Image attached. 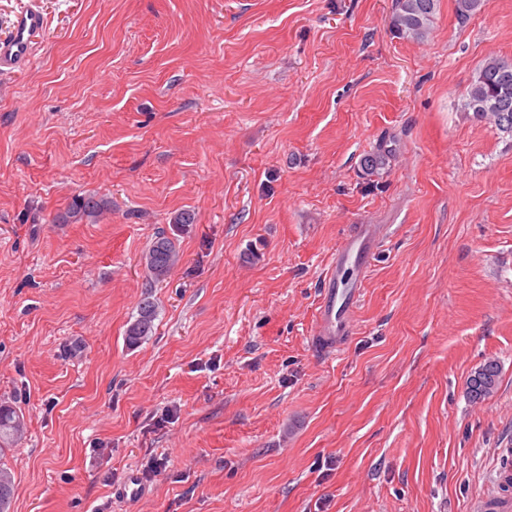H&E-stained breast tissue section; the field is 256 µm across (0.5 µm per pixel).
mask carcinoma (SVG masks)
<instances>
[{"mask_svg": "<svg viewBox=\"0 0 512 512\" xmlns=\"http://www.w3.org/2000/svg\"><path fill=\"white\" fill-rule=\"evenodd\" d=\"M438 0H395L390 18V28L399 38L422 41L429 35L434 23ZM483 0H455V15L466 22L481 6ZM464 110L473 117L494 125L503 133L512 135V69L506 70V59L491 58L484 63L471 83ZM391 153L378 148L360 160L363 178L369 180L390 166ZM107 204L93 196L81 199L75 208L60 216L64 223L82 215L102 212ZM149 276L155 280L165 279L179 260L174 240L163 233L158 234L142 257ZM157 308L146 299L140 303L137 317L127 327L125 340L131 347L151 336ZM479 378L468 377L466 394L473 401L491 397L497 390L501 368L497 360L489 359L478 369ZM23 417L10 405L0 404V456L23 432ZM14 478L9 467L0 461V512H11L14 498Z\"/></svg>", "mask_w": 512, "mask_h": 512, "instance_id": "obj_1", "label": "carcinoma"}]
</instances>
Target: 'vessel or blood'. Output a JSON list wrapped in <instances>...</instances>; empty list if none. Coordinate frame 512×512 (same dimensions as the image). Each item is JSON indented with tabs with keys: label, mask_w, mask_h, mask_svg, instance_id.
I'll return each mask as SVG.
<instances>
[{
	"label": "vessel or blood",
	"mask_w": 512,
	"mask_h": 512,
	"mask_svg": "<svg viewBox=\"0 0 512 512\" xmlns=\"http://www.w3.org/2000/svg\"><path fill=\"white\" fill-rule=\"evenodd\" d=\"M46 28L45 17L36 0L18 12L9 31L0 36V72L17 73L31 61L39 39ZM380 241L379 229L374 224L357 225L346 246L336 253L334 270L324 277V287L315 315L313 341L323 353L342 347L354 330V314L360 296L359 288H340L336 281L338 269L354 263L355 277L364 280L369 261ZM503 462L495 473L496 484L483 497L472 501L471 512H512V497L500 495L497 486L512 480V451L502 450Z\"/></svg>",
	"instance_id": "b4317fda"
}]
</instances>
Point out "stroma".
Wrapping results in <instances>:
<instances>
[{
  "instance_id": "35a3bbf8",
  "label": "stroma",
  "mask_w": 512,
  "mask_h": 512,
  "mask_svg": "<svg viewBox=\"0 0 512 512\" xmlns=\"http://www.w3.org/2000/svg\"><path fill=\"white\" fill-rule=\"evenodd\" d=\"M394 5L41 0L42 44L0 74L12 512H470L488 489L512 446V136L462 104L512 58V0L463 24L439 0L420 42ZM88 195L108 211L59 223ZM360 224L380 247L323 355L322 279ZM160 232L180 260L156 282ZM488 358L499 388L471 402ZM390 161V151L381 147L364 155L360 160V169L363 178L371 180L372 177L378 176L382 170L390 166ZM142 260L152 279H165L179 260L174 240L159 233L143 254ZM157 318V308L153 301L145 299L140 303L137 317L127 327L125 340L131 347L137 346L151 336L154 322Z\"/></svg>"
}]
</instances>
